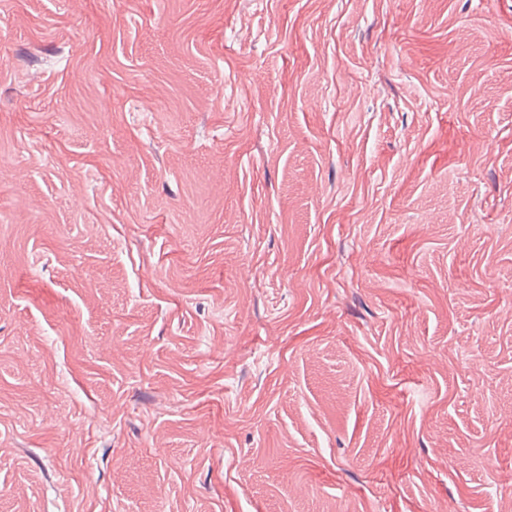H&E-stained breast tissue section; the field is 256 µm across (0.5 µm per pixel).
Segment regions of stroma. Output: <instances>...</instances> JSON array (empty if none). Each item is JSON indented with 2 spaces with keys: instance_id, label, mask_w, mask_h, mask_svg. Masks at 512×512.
Segmentation results:
<instances>
[{
  "instance_id": "35a3bbf8",
  "label": "stroma",
  "mask_w": 512,
  "mask_h": 512,
  "mask_svg": "<svg viewBox=\"0 0 512 512\" xmlns=\"http://www.w3.org/2000/svg\"><path fill=\"white\" fill-rule=\"evenodd\" d=\"M0 512H512V0H0Z\"/></svg>"
}]
</instances>
